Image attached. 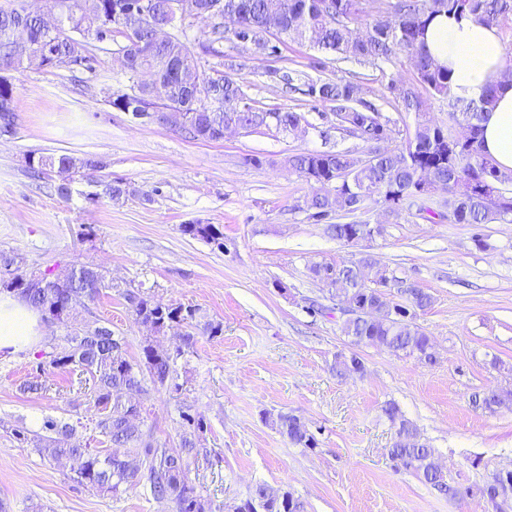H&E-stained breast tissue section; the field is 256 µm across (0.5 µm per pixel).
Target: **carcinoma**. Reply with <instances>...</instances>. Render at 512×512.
Returning <instances> with one entry per match:
<instances>
[{
	"instance_id": "obj_1",
	"label": "carcinoma",
	"mask_w": 512,
	"mask_h": 512,
	"mask_svg": "<svg viewBox=\"0 0 512 512\" xmlns=\"http://www.w3.org/2000/svg\"><path fill=\"white\" fill-rule=\"evenodd\" d=\"M101 3V30L94 34L101 42L123 36L126 19L117 10L124 0H92ZM169 0H154V14L142 23L139 36L144 45L134 48L128 72L148 71L163 78L170 85L168 107L185 117L183 125L194 138L203 141L219 139L224 121L233 120L246 129H257L272 121L285 133L306 122L300 112H259L239 107L244 97L242 85L232 74L210 88L211 96L204 98L179 82L177 73L198 69V58L190 48L187 34L154 42V23L167 17ZM217 9L206 19L210 29L197 39L203 53L224 57L219 45L235 42V35L223 25L224 12L239 15L241 24L249 31L254 43L262 47L267 42H286L288 39H308L334 55L336 63L355 60L368 64L387 78L386 89L407 113H414L415 140L392 145L391 120L380 122L376 112L379 106L360 99L359 81L362 76L351 73L336 80L314 78L307 71L290 68L274 71V80L289 90H302L313 102L330 106L332 115L353 129L351 137L358 140L371 155L366 163L349 151H301L288 156V168L314 185L308 200L310 218L320 223L335 218L327 225L328 234L345 241L354 225L363 221H342V218L362 211L371 202L382 201L391 212L424 206L427 197L422 190L429 181L432 192L448 195V220L454 224H483L512 221V191L499 193L502 204L493 208L488 203V188L500 186L509 180L483 152L480 136L485 114L496 100L503 83L487 87L478 101L455 98L450 94L448 69L437 65L425 50L423 35L428 23L440 14L466 16L478 24L512 28V0H388L395 14L393 22L382 19L366 25L359 34L353 25L364 13L363 0H216ZM272 14L282 18L281 34L269 38L264 34V22ZM48 49L47 67L59 69V62L71 60L93 69L96 56L85 41L66 34L61 27L47 29L39 16L23 10L0 11V64L18 68L35 52ZM407 58L413 64L415 81L407 83L390 68ZM448 98L452 108L451 119L460 127L456 135L448 133L430 116L422 92ZM33 172L54 173L59 178L58 195L64 199L71 194L74 175L92 179L106 167L104 161L80 158L70 154H50L30 157ZM183 232L222 245L223 233L212 224H186ZM316 277L330 278L340 293L346 282H361V288L352 296L354 303L365 302L376 306L378 286L386 283V269L370 256L357 262L319 263L311 268ZM3 290L15 294L30 308L45 318H54L69 329L62 343L49 353L48 360L37 365L64 372L80 371L92 381L86 400L99 413L96 427L109 443L105 454L95 452L83 444L65 442L76 436V427L52 417L43 422L46 435L38 436L35 451L52 459L69 463L74 480L93 488L115 492L127 482L146 477L151 493L159 500L170 501L176 512H206L205 500L197 493L189 479L190 458L198 455L196 432L202 428L201 419L190 413H180L184 431L177 448H158L153 445L134 419L140 411L128 406L124 395L131 392L147 393L146 382L165 386L174 380L176 360L192 349L195 334L182 336V344L172 353L160 352L151 344L142 346L140 361L127 359L126 343L112 328L104 325H75L76 311L93 301L109 287L106 276L97 267L82 265L79 273H36L27 270L16 256L0 251V283ZM400 299L425 311L433 298L420 288H398ZM122 296L136 319L161 331L172 323H184L190 328L196 324L197 309L156 304L141 291L126 289ZM343 335L356 346L375 347L396 356L414 357L433 365L437 362L431 352L429 337L421 330L414 317L374 318L356 314L344 321ZM476 407L490 413L512 410V389L490 391L474 396ZM383 411L391 423L397 425L395 440L389 455L403 469L412 472L422 482L447 493L451 497L461 491L448 485L433 465L434 450L422 443L416 429L390 402ZM279 432L288 440L304 448L316 447L315 437L297 416L280 414L276 420ZM303 505L292 493L270 500L266 487L256 485L250 497L234 508V512H302Z\"/></svg>"
}]
</instances>
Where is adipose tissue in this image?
Listing matches in <instances>:
<instances>
[{"instance_id": "ef3b65f1", "label": "adipose tissue", "mask_w": 512, "mask_h": 512, "mask_svg": "<svg viewBox=\"0 0 512 512\" xmlns=\"http://www.w3.org/2000/svg\"><path fill=\"white\" fill-rule=\"evenodd\" d=\"M431 58L450 73L453 96L480 99L499 80L505 46L498 27L466 17L440 16L424 36ZM483 151L499 169L512 170V87L499 91L483 123ZM35 317L27 305L0 304V351L13 353L33 341Z\"/></svg>"}]
</instances>
